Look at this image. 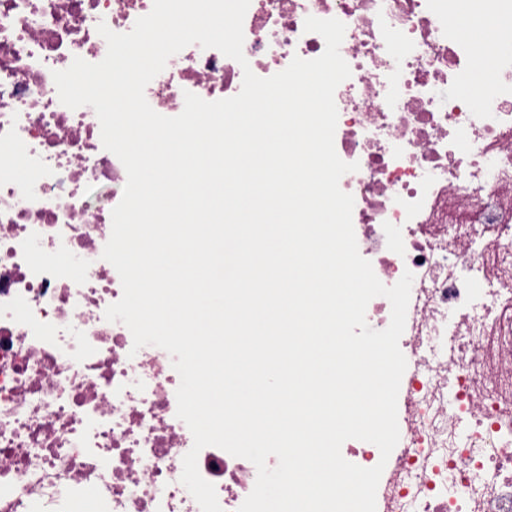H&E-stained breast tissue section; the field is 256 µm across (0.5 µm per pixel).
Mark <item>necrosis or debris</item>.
<instances>
[{
    "label": "necrosis or debris",
    "instance_id": "necrosis-or-debris-1",
    "mask_svg": "<svg viewBox=\"0 0 512 512\" xmlns=\"http://www.w3.org/2000/svg\"><path fill=\"white\" fill-rule=\"evenodd\" d=\"M152 8L0 0V512H201L180 481L193 436L173 359L105 318L123 289L102 257L112 209L92 194L126 170L94 109L65 106L53 79L104 59L99 24L126 33ZM310 16L346 26L334 145L359 165L340 180L359 252L384 285L413 275L399 442L385 462L356 439L341 453L384 463L376 512H512V47L477 58L458 0H250L248 68L319 57ZM243 70L193 44L145 97L174 117L185 92L237 95ZM197 465L237 512L255 466L214 446Z\"/></svg>",
    "mask_w": 512,
    "mask_h": 512
}]
</instances>
